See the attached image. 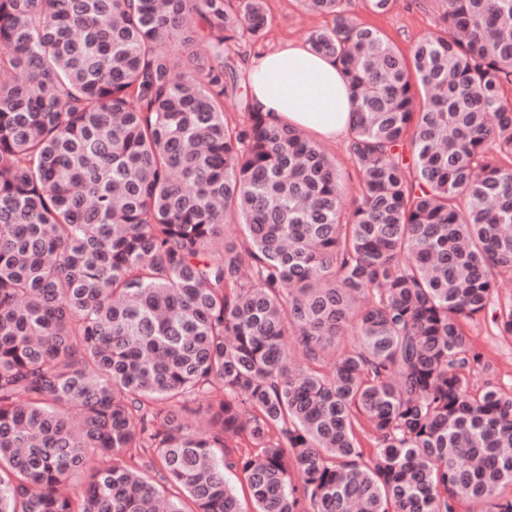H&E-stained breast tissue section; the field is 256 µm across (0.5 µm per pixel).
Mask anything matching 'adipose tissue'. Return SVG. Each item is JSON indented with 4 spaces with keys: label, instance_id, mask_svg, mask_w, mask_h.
Returning a JSON list of instances; mask_svg holds the SVG:
<instances>
[{
    "label": "adipose tissue",
    "instance_id": "1",
    "mask_svg": "<svg viewBox=\"0 0 512 512\" xmlns=\"http://www.w3.org/2000/svg\"><path fill=\"white\" fill-rule=\"evenodd\" d=\"M254 108L270 123L310 131L317 138H347L354 121L348 86L333 59L293 41L259 53L249 67Z\"/></svg>",
    "mask_w": 512,
    "mask_h": 512
}]
</instances>
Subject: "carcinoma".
I'll use <instances>...</instances> for the list:
<instances>
[{"mask_svg": "<svg viewBox=\"0 0 512 512\" xmlns=\"http://www.w3.org/2000/svg\"><path fill=\"white\" fill-rule=\"evenodd\" d=\"M298 2L355 103L349 210L236 96L266 0H0V512H512V384L472 392L462 325L512 336V0H441L409 58Z\"/></svg>", "mask_w": 512, "mask_h": 512, "instance_id": "cac0c4a2", "label": "carcinoma"}]
</instances>
